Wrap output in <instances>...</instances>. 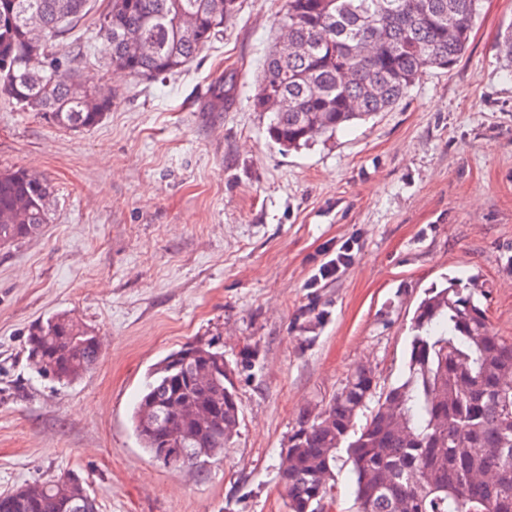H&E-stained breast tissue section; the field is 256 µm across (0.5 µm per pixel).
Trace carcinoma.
<instances>
[{
	"instance_id": "obj_1",
	"label": "carcinoma",
	"mask_w": 512,
	"mask_h": 512,
	"mask_svg": "<svg viewBox=\"0 0 512 512\" xmlns=\"http://www.w3.org/2000/svg\"><path fill=\"white\" fill-rule=\"evenodd\" d=\"M93 0H0V94L69 130L97 126L112 90L78 70L85 43L74 39ZM239 0H108L96 35L112 44L109 66L146 81L191 64L236 16ZM480 0H281L288 49L276 42L253 107L272 109L267 132L298 150L396 105L428 68L447 72L465 52ZM51 185L25 169L0 171V247L37 237L48 223ZM407 371L377 392L374 371L357 367L325 408L300 416L279 469L288 512H324L335 502L338 452L351 463L357 512H512V343L488 323L472 288L454 279L416 308ZM28 368L70 384L102 355L97 336L65 313L28 329ZM236 369L211 342L187 343L152 365L131 421L142 446L175 471L200 467L203 448H224L240 425ZM375 402L365 423L359 413ZM193 403L203 424L167 410ZM175 455L161 457L163 436ZM75 472L0 495V512H98Z\"/></svg>"
}]
</instances>
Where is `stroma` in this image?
<instances>
[{"label": "stroma", "instance_id": "35a3bbf8", "mask_svg": "<svg viewBox=\"0 0 512 512\" xmlns=\"http://www.w3.org/2000/svg\"><path fill=\"white\" fill-rule=\"evenodd\" d=\"M280 0H241L181 73H84L115 93L69 131L0 95V170L53 189L41 234L0 249V493L72 471L99 512H287L280 452L304 410L358 366L402 382L429 289L474 281L512 341V0H482L448 72L427 70L390 111L282 152L254 111ZM223 86V98L213 94ZM353 261L322 279L345 241ZM56 312L100 338L99 363L63 385L30 373L27 329ZM202 339L240 370V426L204 468L140 447L135 395L151 365Z\"/></svg>", "mask_w": 512, "mask_h": 512}]
</instances>
